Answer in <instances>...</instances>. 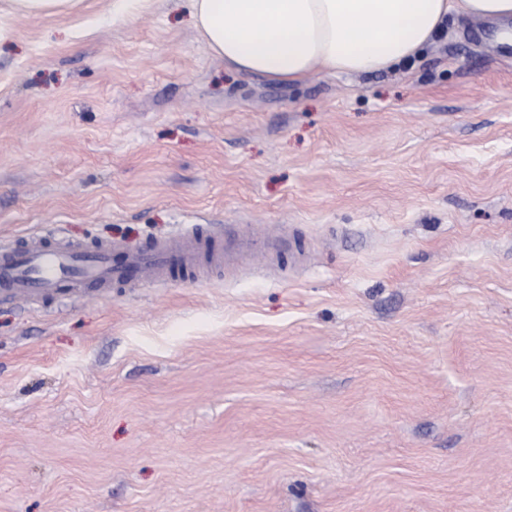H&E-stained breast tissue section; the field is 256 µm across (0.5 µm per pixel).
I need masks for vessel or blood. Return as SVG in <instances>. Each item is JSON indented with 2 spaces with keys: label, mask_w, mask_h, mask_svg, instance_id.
<instances>
[{
  "label": "vessel or blood",
  "mask_w": 512,
  "mask_h": 512,
  "mask_svg": "<svg viewBox=\"0 0 512 512\" xmlns=\"http://www.w3.org/2000/svg\"><path fill=\"white\" fill-rule=\"evenodd\" d=\"M199 245V236L191 234L185 236L183 245L155 244L117 265L112 247L88 251L31 236L22 245L0 249V294L26 299L57 289L73 290L88 282L106 288L142 277L167 280L174 271L192 264Z\"/></svg>",
  "instance_id": "obj_1"
}]
</instances>
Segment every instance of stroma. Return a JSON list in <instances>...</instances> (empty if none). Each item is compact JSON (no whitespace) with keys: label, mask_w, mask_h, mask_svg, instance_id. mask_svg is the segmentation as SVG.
Here are the masks:
<instances>
[{"label":"stroma","mask_w":512,"mask_h":512,"mask_svg":"<svg viewBox=\"0 0 512 512\" xmlns=\"http://www.w3.org/2000/svg\"><path fill=\"white\" fill-rule=\"evenodd\" d=\"M273 83L189 0H0V247L160 281L0 299V512H512V47ZM276 241L225 269L233 237ZM22 15H54L68 11L75 0H9ZM181 239L183 246L154 244L127 255L125 264L115 265L112 246L87 251L30 236L22 245L0 250V294L26 299L63 288L76 293V288L88 282L108 288L112 282L134 283L140 276L168 280L177 269L191 265L199 251L200 237L196 233Z\"/></svg>","instance_id":"35a3bbf8"}]
</instances>
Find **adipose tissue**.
Returning <instances> with one entry per match:
<instances>
[{
	"mask_svg": "<svg viewBox=\"0 0 512 512\" xmlns=\"http://www.w3.org/2000/svg\"><path fill=\"white\" fill-rule=\"evenodd\" d=\"M191 9L226 67L288 83L391 70L430 44L452 12L512 18V0H191Z\"/></svg>",
	"mask_w": 512,
	"mask_h": 512,
	"instance_id": "obj_1",
	"label": "adipose tissue"
}]
</instances>
